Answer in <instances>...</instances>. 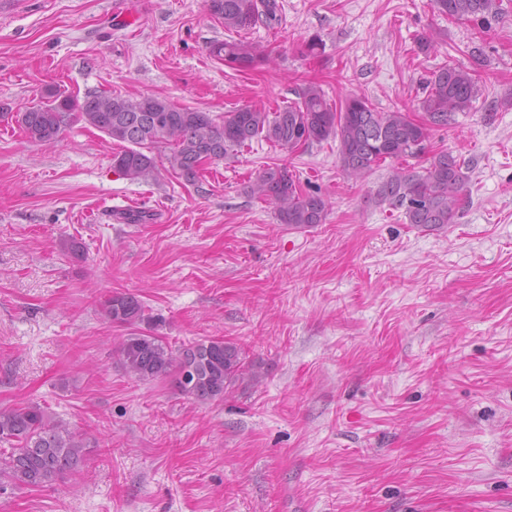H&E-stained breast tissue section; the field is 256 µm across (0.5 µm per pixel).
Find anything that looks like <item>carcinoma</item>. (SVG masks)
Returning <instances> with one entry per match:
<instances>
[{"instance_id":"cac0c4a2","label":"carcinoma","mask_w":512,"mask_h":512,"mask_svg":"<svg viewBox=\"0 0 512 512\" xmlns=\"http://www.w3.org/2000/svg\"><path fill=\"white\" fill-rule=\"evenodd\" d=\"M204 7L229 32L262 18L275 20L278 11L277 0H204ZM434 7L450 19L487 29L499 14L500 0H434ZM210 54L239 71L269 60L261 46L242 39L216 41ZM479 90L478 73L450 61L425 81V95L418 102L421 121L404 109L379 112L357 94L333 107L322 88L310 83L298 101L275 112L245 105L220 120L154 96L88 93L79 101L50 91L46 101L17 113L16 122L30 142L40 145L56 143L75 119L100 130L126 144L114 160L131 181L154 177L157 162L149 150L159 145L170 149V168L193 182L204 165L259 137L288 152L334 138L342 170L351 178L386 161L393 164L375 199L402 210L406 223L435 230L456 223L469 194L468 176L458 157L429 147L431 130L456 124L458 114L470 111ZM411 159L416 163H409ZM249 193L273 204L280 223L294 228L323 224L329 211L328 201L302 191L285 166L263 169ZM144 313L143 303L132 294L115 293L101 304L103 319L120 327L132 329L144 320ZM115 353L136 381L149 384L171 376L179 392L198 401L224 398L240 379H260L243 349L221 338L175 348L160 336L132 330ZM5 444L9 448H3ZM91 449L82 433L38 404L0 411V484L44 487L63 482L80 470Z\"/></svg>"}]
</instances>
